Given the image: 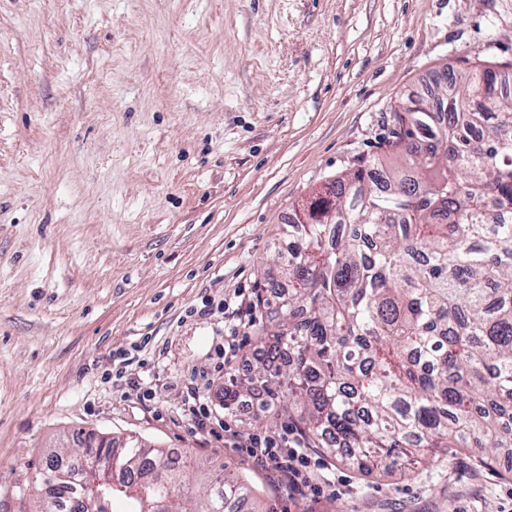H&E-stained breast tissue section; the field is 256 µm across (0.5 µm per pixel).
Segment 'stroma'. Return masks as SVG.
<instances>
[{
    "label": "stroma",
    "mask_w": 512,
    "mask_h": 512,
    "mask_svg": "<svg viewBox=\"0 0 512 512\" xmlns=\"http://www.w3.org/2000/svg\"><path fill=\"white\" fill-rule=\"evenodd\" d=\"M467 57L512 63V0H0V512L78 429L228 463L264 512H512L506 448L402 477L316 450L319 496H289L224 410L283 225ZM195 391L221 428L191 427Z\"/></svg>",
    "instance_id": "1"
}]
</instances>
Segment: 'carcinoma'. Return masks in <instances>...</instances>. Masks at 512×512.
Segmentation results:
<instances>
[{"label": "carcinoma", "mask_w": 512, "mask_h": 512, "mask_svg": "<svg viewBox=\"0 0 512 512\" xmlns=\"http://www.w3.org/2000/svg\"><path fill=\"white\" fill-rule=\"evenodd\" d=\"M438 104L411 92L394 109L383 154L336 178L296 213L288 258L257 293L276 320L252 329L269 361L224 383L234 411L268 386L259 417L286 418L311 448L363 475L412 448H463L482 465L512 448V64L461 60ZM40 479L34 512H258L224 465L181 459L128 435ZM98 465L99 499L82 475Z\"/></svg>", "instance_id": "obj_1"}]
</instances>
